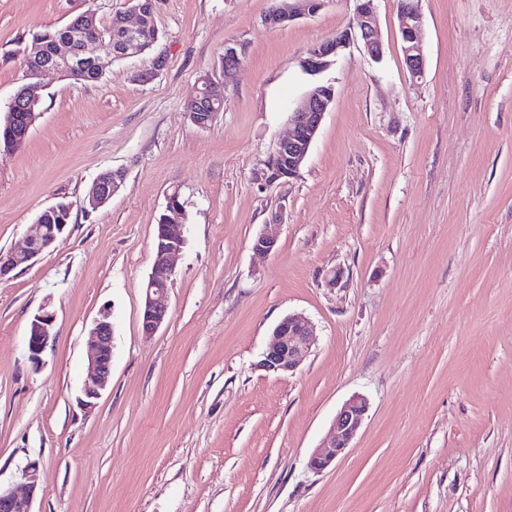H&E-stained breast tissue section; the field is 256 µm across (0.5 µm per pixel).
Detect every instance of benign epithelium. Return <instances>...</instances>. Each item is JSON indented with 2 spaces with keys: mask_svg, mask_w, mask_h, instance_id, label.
I'll list each match as a JSON object with an SVG mask.
<instances>
[{
  "mask_svg": "<svg viewBox=\"0 0 512 512\" xmlns=\"http://www.w3.org/2000/svg\"><path fill=\"white\" fill-rule=\"evenodd\" d=\"M325 0H281V5L273 9L266 18L272 27H284L305 16L317 13ZM359 21L360 37L367 54L374 60L383 56V43L379 36L375 0H354ZM133 20L122 15L117 21L121 37L112 45L113 55L124 58L141 53L140 39L146 23L145 10L137 5L131 8ZM399 34L407 72L414 80L423 77L426 69L420 33L423 17L418 0H401L398 11ZM104 38L76 37L68 34L55 40L47 47L36 42L34 52L29 56L31 68L25 70V85L20 96L12 98L11 112L7 113V124L14 132L6 146L0 145V151L10 154L13 146L27 139L40 113L33 111L34 102L40 99L41 79L45 73L55 71L62 75L84 77L97 80L103 73L104 64L86 54V46L93 42H102ZM349 44V35L338 32L330 39L310 48L308 57L303 61L304 71L315 76L322 73L331 64V58ZM242 61V50L235 45L224 47V71L237 69ZM201 87L197 95L190 99L193 112L192 121L206 127L219 112L215 103L224 97L225 87L208 75L200 77ZM335 101L332 84L314 82L303 98L290 112L288 135L281 139L269 157L265 168L256 174V178L273 183L298 176L305 163L311 144L318 133L325 113ZM120 175L107 172L100 176L90 187L85 204L96 210L107 203L118 190ZM164 223L158 225L155 235V256L151 272L144 284L141 310L142 332L146 336L154 335L170 318L166 292L174 274V260L182 253L186 239L183 233L180 208L167 201ZM64 224H37V232L26 241L24 247L0 252V279L8 276L19 267H29L46 250L52 247L64 232ZM54 314L43 308L30 322L27 347L30 362L37 366L41 354L54 337ZM90 349L88 369L83 382V398L80 403L92 407L107 388L112 375V313L107 307L99 311L98 317L89 331ZM315 338L306 316L293 313L284 317L272 330L271 340L262 353L260 366L281 373L295 372L308 357ZM367 403L364 398L355 396L347 401L337 412L330 427V439L321 448L312 451L307 466L315 472L326 470L336 458L344 455L358 434ZM25 493L20 494L12 488L0 487V512H32V502L39 490L37 469L33 464L21 470Z\"/></svg>",
  "mask_w": 512,
  "mask_h": 512,
  "instance_id": "1",
  "label": "benign epithelium"
}]
</instances>
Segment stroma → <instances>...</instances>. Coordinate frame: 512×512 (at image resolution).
I'll list each match as a JSON object with an SVG mask.
<instances>
[{"label": "stroma", "mask_w": 512, "mask_h": 512, "mask_svg": "<svg viewBox=\"0 0 512 512\" xmlns=\"http://www.w3.org/2000/svg\"><path fill=\"white\" fill-rule=\"evenodd\" d=\"M277 0H161L146 55L81 84L43 79L42 117L0 154V250L60 201L71 219L36 262L0 280V485L38 466L34 512H512V0H419L427 66L411 80L398 0H377L381 60L353 0L269 27ZM129 0H0V113L34 32ZM349 45L319 75L335 88L291 180H257L311 78L313 45ZM244 48L223 66L224 46ZM225 85L205 127L185 111L198 78ZM123 174L103 207L83 200ZM185 213L170 319L143 335V286L170 194ZM273 252L256 253L261 233ZM343 274L328 287L330 270ZM112 308V378L79 404L87 332ZM48 309L40 365L28 328ZM304 314L315 343L292 374L259 361L273 327ZM368 405L324 472L310 452L340 407ZM54 322L53 313L45 308L41 309L30 322L27 335L28 358L35 366L40 364L41 354L55 336Z\"/></svg>", "instance_id": "obj_1"}]
</instances>
